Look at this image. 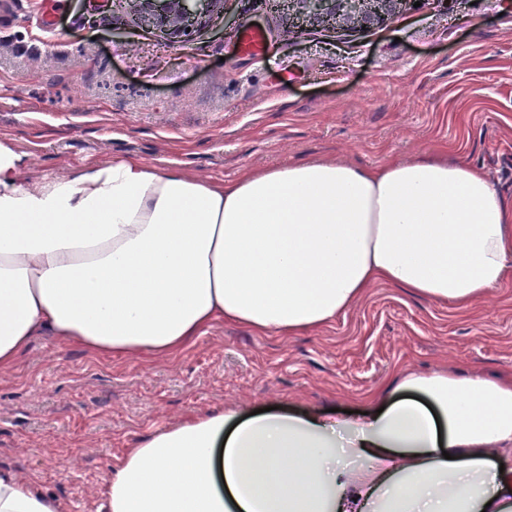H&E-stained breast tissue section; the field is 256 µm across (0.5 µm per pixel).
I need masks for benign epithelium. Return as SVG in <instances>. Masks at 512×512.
<instances>
[{
  "mask_svg": "<svg viewBox=\"0 0 512 512\" xmlns=\"http://www.w3.org/2000/svg\"><path fill=\"white\" fill-rule=\"evenodd\" d=\"M410 0H284L285 30L309 26L367 28L392 20ZM115 9L137 30L155 33L171 45L186 43L213 16L224 14V0H114Z\"/></svg>",
  "mask_w": 512,
  "mask_h": 512,
  "instance_id": "1",
  "label": "benign epithelium"
}]
</instances>
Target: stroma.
<instances>
[{"label": "stroma", "instance_id": "stroma-1", "mask_svg": "<svg viewBox=\"0 0 512 512\" xmlns=\"http://www.w3.org/2000/svg\"><path fill=\"white\" fill-rule=\"evenodd\" d=\"M11 0L0 23V138L21 184L134 156L210 182L333 155L357 165L462 157L512 198V0H420L386 24L282 31L267 0L186 45L126 32L112 0ZM266 31L258 59L237 49ZM512 378V277L466 306L375 283L295 333L218 321L174 355L97 356L36 337L0 371V470L100 512L102 477L186 415L360 413L405 374Z\"/></svg>", "mask_w": 512, "mask_h": 512}]
</instances>
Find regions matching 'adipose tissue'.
Returning a JSON list of instances; mask_svg holds the SVG:
<instances>
[{"instance_id": "ef3b65f1", "label": "adipose tissue", "mask_w": 512, "mask_h": 512, "mask_svg": "<svg viewBox=\"0 0 512 512\" xmlns=\"http://www.w3.org/2000/svg\"><path fill=\"white\" fill-rule=\"evenodd\" d=\"M0 139V369L37 336L166 356L213 322L292 333L373 283L466 304L512 268V200L472 163L317 158L214 184L136 157L20 184ZM360 420L190 415L103 476L104 512H512V380L402 377ZM0 471V512H62Z\"/></svg>"}]
</instances>
